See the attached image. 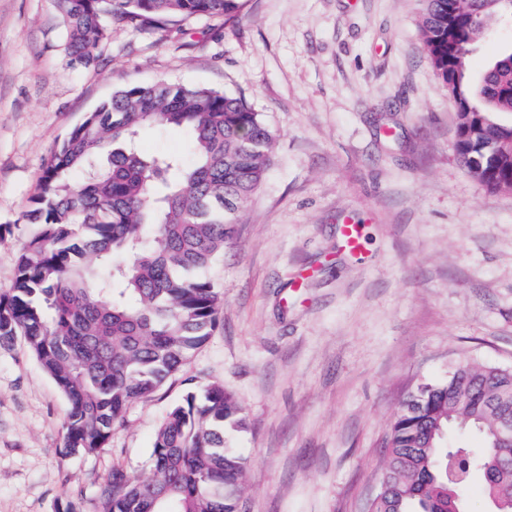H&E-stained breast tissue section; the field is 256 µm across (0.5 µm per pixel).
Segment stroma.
<instances>
[{"mask_svg":"<svg viewBox=\"0 0 512 512\" xmlns=\"http://www.w3.org/2000/svg\"><path fill=\"white\" fill-rule=\"evenodd\" d=\"M424 0H245L184 32L112 24L94 66L69 64L54 0H0V297L39 232L23 216L83 115L131 82L242 95L278 133L235 239L210 268L217 328L105 448L63 456L67 399L23 339L0 343V512H96L112 469L145 477L158 426L218 383L243 430L241 512H367L385 441L417 385L460 362L512 367V188L458 159L456 104L422 43ZM512 49L495 19L471 79ZM144 152L189 157L186 131ZM358 224L362 248L344 247Z\"/></svg>","mask_w":512,"mask_h":512,"instance_id":"1","label":"stroma"}]
</instances>
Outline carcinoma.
<instances>
[{"mask_svg":"<svg viewBox=\"0 0 512 512\" xmlns=\"http://www.w3.org/2000/svg\"><path fill=\"white\" fill-rule=\"evenodd\" d=\"M425 50L458 106V125L478 112L462 165L491 189L512 187V50L474 84L465 61L512 0H426ZM65 56L85 66L108 42L112 22L164 30L176 19L231 21L242 0H55ZM190 134L194 162L140 150L139 130ZM277 138L244 97L209 88L131 83L85 113L48 159L41 191L24 215L41 231L18 256L11 293L0 298V342L24 338L70 403L63 454L104 448L131 404L151 397L215 329L220 295L205 270L234 239L238 215L260 187ZM497 147L496 167L473 158ZM512 369L456 364L404 401L385 447L368 512H451L474 474L500 512H512ZM245 420L220 384L190 393L156 432L152 472L112 470L97 512H240L245 460L224 446L225 428ZM478 431L483 447H441L439 434Z\"/></svg>","mask_w":512,"mask_h":512,"instance_id":"carcinoma-1","label":"carcinoma"}]
</instances>
